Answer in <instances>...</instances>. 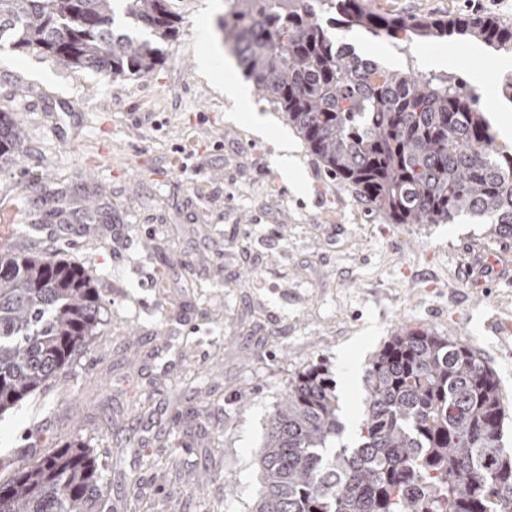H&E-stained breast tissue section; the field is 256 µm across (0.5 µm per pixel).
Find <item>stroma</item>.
I'll list each match as a JSON object with an SVG mask.
<instances>
[{"label":"stroma","instance_id":"1","mask_svg":"<svg viewBox=\"0 0 512 512\" xmlns=\"http://www.w3.org/2000/svg\"><path fill=\"white\" fill-rule=\"evenodd\" d=\"M214 0H171L177 36L146 77H109L47 54L0 51V112L24 152L0 168V248L77 258L105 323L44 389L0 414V461L79 438L106 465L112 512H249L267 420L295 373L322 363L348 422L369 360L405 325L468 343L512 410V238L483 225L391 224L329 175L240 67L198 72L221 37ZM396 16H490L512 0H368ZM340 43L393 68L471 84L501 147L512 148V54L454 38L410 54L387 37ZM244 86L230 100L224 81ZM272 118L256 135L248 115ZM287 134L304 175L284 179ZM67 225L47 241L27 227ZM150 464H143V455ZM137 471L129 491L125 477Z\"/></svg>","mask_w":512,"mask_h":512}]
</instances>
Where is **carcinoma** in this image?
<instances>
[{"mask_svg": "<svg viewBox=\"0 0 512 512\" xmlns=\"http://www.w3.org/2000/svg\"><path fill=\"white\" fill-rule=\"evenodd\" d=\"M170 0H0V45L65 65L142 76L175 37ZM406 45L459 36L512 52L489 17L388 16L363 0H234L224 42L263 98L336 178L393 224L472 215L512 238V153L457 77L358 56L326 17ZM23 146L0 112V163ZM104 324L82 265L0 251V414L43 389ZM353 444L336 445V383L323 364L292 377L267 423L251 512H512L508 419L495 372L467 343L403 327L369 360ZM106 475L80 440L22 460L0 480V512H111Z\"/></svg>", "mask_w": 512, "mask_h": 512, "instance_id": "obj_1", "label": "carcinoma"}]
</instances>
